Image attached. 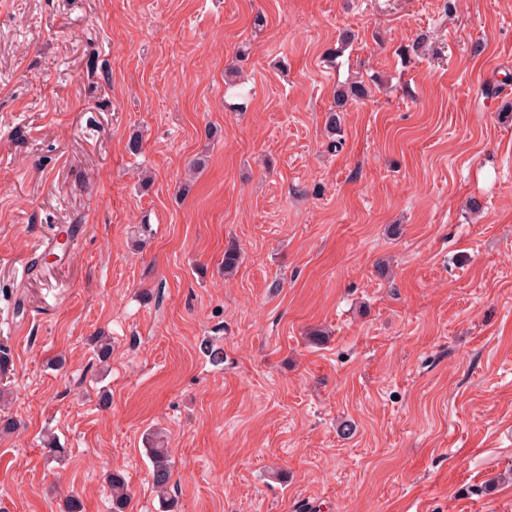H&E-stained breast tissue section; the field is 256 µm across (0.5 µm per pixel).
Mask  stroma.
Masks as SVG:
<instances>
[{
    "mask_svg": "<svg viewBox=\"0 0 512 512\" xmlns=\"http://www.w3.org/2000/svg\"><path fill=\"white\" fill-rule=\"evenodd\" d=\"M0 343V512H512V0H0ZM163 436L156 434L150 438V448H147V455L150 459L152 470V482L156 490L168 493L172 482L173 470L168 448L161 444ZM108 486L112 497V511L125 512L128 506L129 494L125 479L118 473H110Z\"/></svg>",
    "mask_w": 512,
    "mask_h": 512,
    "instance_id": "35a3bbf8",
    "label": "stroma"
}]
</instances>
